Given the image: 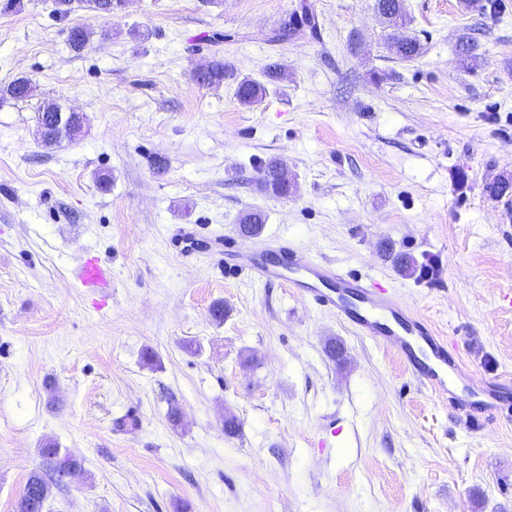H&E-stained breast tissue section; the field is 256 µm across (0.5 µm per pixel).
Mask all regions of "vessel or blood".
<instances>
[{"label": "vessel or blood", "mask_w": 512, "mask_h": 512, "mask_svg": "<svg viewBox=\"0 0 512 512\" xmlns=\"http://www.w3.org/2000/svg\"><path fill=\"white\" fill-rule=\"evenodd\" d=\"M273 253L271 261L257 260L250 242L243 241L225 247L224 262L247 267L259 281L294 273L293 284L306 301L335 314L357 334L396 351L423 384L436 391L447 390L449 372L459 368L448 358L447 340L427 319L403 306L386 286L344 275L333 264L316 260L287 242H275ZM75 279L81 287L99 291L111 287L112 270L87 257L77 267Z\"/></svg>", "instance_id": "vessel-or-blood-1"}]
</instances>
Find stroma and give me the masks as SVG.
<instances>
[{"label": "stroma", "instance_id": "35a3bbf8", "mask_svg": "<svg viewBox=\"0 0 512 512\" xmlns=\"http://www.w3.org/2000/svg\"><path fill=\"white\" fill-rule=\"evenodd\" d=\"M303 1L319 36L270 42ZM502 4L404 0L400 33L421 43L406 62L374 0L0 13V86L32 87L0 100V512H16L48 441L83 468L43 512H512V420L465 423L396 352L286 281L224 267L225 239L262 210L259 256L285 238L389 282L470 375L512 386V197L486 191L512 178ZM74 27L90 34L80 51ZM463 33L477 44L465 64ZM214 58L287 77L245 108L231 82H196ZM49 100L84 115L51 147L35 135ZM272 157L288 196L258 185ZM392 250L436 257L439 275L398 270ZM87 255L111 267L109 291L77 285Z\"/></svg>", "mask_w": 512, "mask_h": 512}]
</instances>
